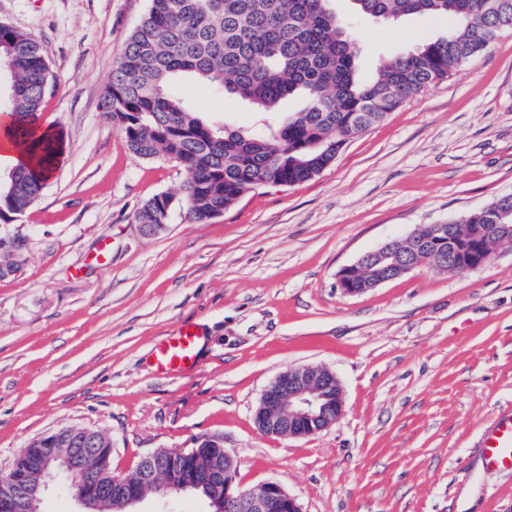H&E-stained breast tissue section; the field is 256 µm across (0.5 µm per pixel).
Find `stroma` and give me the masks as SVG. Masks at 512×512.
Masks as SVG:
<instances>
[{
	"label": "stroma",
	"instance_id": "stroma-1",
	"mask_svg": "<svg viewBox=\"0 0 512 512\" xmlns=\"http://www.w3.org/2000/svg\"><path fill=\"white\" fill-rule=\"evenodd\" d=\"M331 6L352 23L364 81L453 24ZM147 7L0 0V21L43 48L54 80L41 116L69 142L43 194L5 227L27 249L0 279V477L64 428L106 433L118 477L156 449L216 435L244 488L277 480L302 512H512V473L485 470L480 448L512 407V251L463 275L419 267L358 295L337 285L363 254L512 194V30L318 176L258 188L193 224L181 168L131 153L101 109ZM174 89L214 124L266 130L265 114L234 95L189 80ZM165 193L167 231L142 237L136 210ZM186 324L204 338L198 369L158 373L156 344ZM309 364L338 378L342 416L304 438L264 435V389Z\"/></svg>",
	"mask_w": 512,
	"mask_h": 512
}]
</instances>
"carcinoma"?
<instances>
[{"instance_id":"cac0c4a2","label":"carcinoma","mask_w":512,"mask_h":512,"mask_svg":"<svg viewBox=\"0 0 512 512\" xmlns=\"http://www.w3.org/2000/svg\"><path fill=\"white\" fill-rule=\"evenodd\" d=\"M330 0H150L112 66L102 110L129 150L149 160L182 168L187 216L206 224L233 207L261 182L288 186L306 182L335 161L345 144L430 85L452 75L496 35L512 30V0H353L364 16L397 21L405 16H452L458 26L412 51L384 59L375 77L356 75L360 45L329 6ZM9 78L0 112L10 116L15 137L37 167L64 156L63 134L46 140L35 133L51 80L40 43L30 34L0 24V73ZM185 77L233 94L261 112L301 94L305 108L266 134L248 135L217 127L184 97L170 91ZM46 179L20 165L0 177V218L23 215L40 196ZM157 197L134 214L136 224H164ZM448 231L452 259L443 270L470 260L478 246L487 258L512 250V197L501 196L460 218ZM396 251L418 252L429 268L439 258L432 226ZM41 448L28 447L16 463L38 475ZM156 463L174 477L191 467L224 475V444L216 436L198 439L197 452L159 448ZM99 478L112 493L99 496L95 512H118L111 455L89 454L77 484Z\"/></svg>"}]
</instances>
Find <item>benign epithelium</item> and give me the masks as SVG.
<instances>
[{
    "label": "benign epithelium",
    "mask_w": 512,
    "mask_h": 512,
    "mask_svg": "<svg viewBox=\"0 0 512 512\" xmlns=\"http://www.w3.org/2000/svg\"><path fill=\"white\" fill-rule=\"evenodd\" d=\"M21 248L18 244L0 246V276L15 273L16 257ZM377 255L387 262L388 274L404 275L416 265L387 252V246L363 254L355 263L343 267L337 283L347 294H360L386 282L380 278L371 283H359L355 278L360 266ZM343 412V393L334 373L317 365L289 366L279 372L265 388L254 419L258 429L267 436L300 438L318 433L333 423ZM46 453L40 461L39 477L42 481L32 485L28 474L11 468L14 491L0 498V512H25L26 497L43 493L47 480L54 479L61 487L69 488L71 496L84 507V512H93L92 496L77 489L73 482L74 459H60L58 449L65 447L61 432L54 431L35 439ZM224 468V490H216L209 497V505L223 503V512H301L297 500L290 496L277 481L269 480L256 489L247 490L237 480V466L232 457H227ZM209 478L194 475L182 486L166 480L157 482L155 494L172 498L187 490L206 484ZM137 482H123L119 512H128L127 507L142 502Z\"/></svg>",
    "instance_id": "7a95c632"
}]
</instances>
